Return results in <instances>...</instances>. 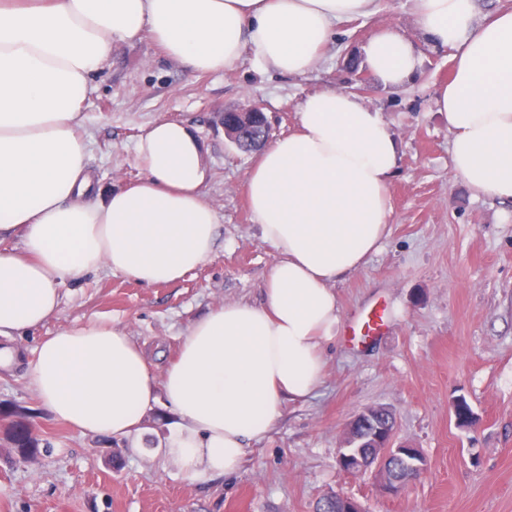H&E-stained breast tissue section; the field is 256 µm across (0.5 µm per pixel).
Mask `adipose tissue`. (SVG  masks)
Masks as SVG:
<instances>
[{
	"label": "adipose tissue",
	"instance_id": "1",
	"mask_svg": "<svg viewBox=\"0 0 512 512\" xmlns=\"http://www.w3.org/2000/svg\"><path fill=\"white\" fill-rule=\"evenodd\" d=\"M375 0H0V335L58 315L62 284L102 269L171 284L215 246L218 214L203 189L206 148L182 121L145 127L143 175L105 189L88 166L81 106L112 50L149 33L195 73L233 66L244 49L279 74L303 76L339 22ZM425 42L452 49L435 106L448 119L452 172L478 194L512 201V9L481 17L476 0H414ZM361 64L395 91L416 78L414 45L391 29ZM401 143L354 93L306 94L295 131L266 146L243 192L279 260L260 305L228 303L193 322L154 377L145 351L108 322H76L38 348L29 383L38 407L82 435L136 436L158 397L175 422L171 457L192 480L234 474L286 402L321 387L324 347L342 312L334 281L377 253L392 213Z\"/></svg>",
	"mask_w": 512,
	"mask_h": 512
}]
</instances>
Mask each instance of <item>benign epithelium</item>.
Wrapping results in <instances>:
<instances>
[{
    "label": "benign epithelium",
    "mask_w": 512,
    "mask_h": 512,
    "mask_svg": "<svg viewBox=\"0 0 512 512\" xmlns=\"http://www.w3.org/2000/svg\"><path fill=\"white\" fill-rule=\"evenodd\" d=\"M260 113L256 106L236 113L235 123H224L225 135L238 142L239 131L253 126ZM377 415L378 407L369 406L352 418L341 438L338 464L346 473L371 476L380 495L397 497L428 469L429 462L420 449L396 441L395 429L380 426Z\"/></svg>",
    "instance_id": "obj_1"
}]
</instances>
